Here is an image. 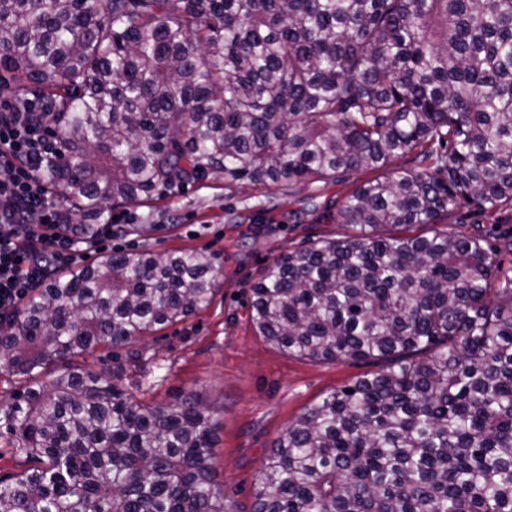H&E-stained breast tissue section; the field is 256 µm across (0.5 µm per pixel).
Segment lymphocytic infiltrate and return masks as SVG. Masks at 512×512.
Wrapping results in <instances>:
<instances>
[{"mask_svg": "<svg viewBox=\"0 0 512 512\" xmlns=\"http://www.w3.org/2000/svg\"><path fill=\"white\" fill-rule=\"evenodd\" d=\"M55 113L26 91L0 90V323L17 303L59 267L77 263L83 248H111V225L81 239L69 215L46 186L45 172L59 161L49 140Z\"/></svg>", "mask_w": 512, "mask_h": 512, "instance_id": "f902f5d3", "label": "lymphocytic infiltrate"}]
</instances>
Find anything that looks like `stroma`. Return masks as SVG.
<instances>
[{"label":"stroma","instance_id":"1","mask_svg":"<svg viewBox=\"0 0 512 512\" xmlns=\"http://www.w3.org/2000/svg\"><path fill=\"white\" fill-rule=\"evenodd\" d=\"M361 178L352 172L337 182L237 187L211 175L116 211L117 223L134 227L126 251L197 250L217 260L221 287L209 306L159 331L154 340L113 348L102 362L123 376L138 401L197 395L217 423L216 480L236 512H251L259 472L290 422L334 390L382 368L378 362L290 355L249 322L250 288L275 257L352 234V227L332 220L326 204L352 191ZM438 231L482 233L496 246L512 238V210L491 219L465 205L445 223L418 229L428 237Z\"/></svg>","mask_w":512,"mask_h":512}]
</instances>
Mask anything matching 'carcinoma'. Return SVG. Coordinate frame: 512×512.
Masks as SVG:
<instances>
[{"instance_id": "1", "label": "carcinoma", "mask_w": 512, "mask_h": 512, "mask_svg": "<svg viewBox=\"0 0 512 512\" xmlns=\"http://www.w3.org/2000/svg\"><path fill=\"white\" fill-rule=\"evenodd\" d=\"M57 103L54 194L102 216L221 173L373 172L359 233L277 256L250 322L290 355L388 366L290 423L252 512H512V269L478 234L389 233L512 209V0H0V80ZM425 167L389 170L403 157ZM201 251L102 255L0 328V512H234L196 395L143 405L73 362L207 307Z\"/></svg>"}]
</instances>
